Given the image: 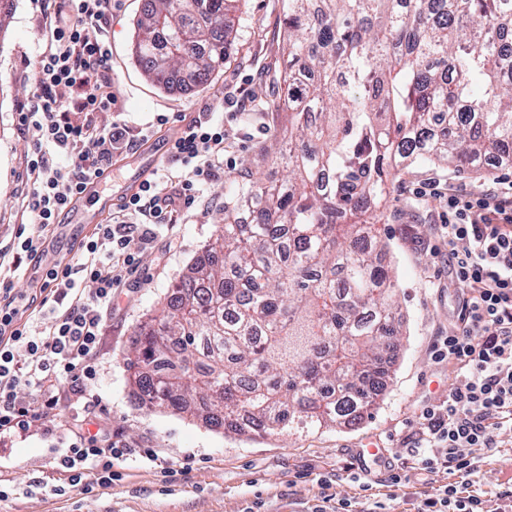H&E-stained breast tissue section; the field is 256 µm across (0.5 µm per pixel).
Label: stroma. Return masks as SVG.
Listing matches in <instances>:
<instances>
[{
    "instance_id": "1",
    "label": "stroma",
    "mask_w": 512,
    "mask_h": 512,
    "mask_svg": "<svg viewBox=\"0 0 512 512\" xmlns=\"http://www.w3.org/2000/svg\"><path fill=\"white\" fill-rule=\"evenodd\" d=\"M144 0H119L112 11V89L116 108L95 120L107 128L125 122L143 134L135 149L112 160V185L106 196L120 203L142 169L170 165L168 140L203 107L241 100L240 113L225 112L231 147L224 154L235 171L266 179L276 171L250 169L260 146L278 144L286 121L276 107L284 97L281 73L288 63L283 41L281 0H243L237 39L229 61L208 84L185 92L158 88L132 58V23ZM41 13L34 0H14L9 25L0 40V248L16 249L20 234L39 232L24 214L29 189L26 167L33 136L19 130V103L33 90L43 46ZM167 124H158L157 114ZM512 180V161L492 165L487 177L415 164L390 189L377 235L384 259L399 286L393 308L399 336L385 391L354 427L336 425L312 433L233 434L214 429L200 417L152 407L137 395L129 366L139 326L159 314L171 284L187 276L204 243L224 221V185L204 190L202 201L182 211L177 224L161 227L153 248L140 252L126 285L112 303L100 342L99 380L102 421L110 423L126 456L115 459L111 486L70 487L54 494L65 475L60 454L41 434L39 423L0 439V512H334L337 501L355 512H420L437 497L448 476L429 472L408 450L419 429L424 405L446 399L454 367L435 362L431 346L447 336L454 322L448 289V244L439 224L448 210L449 187L485 190ZM100 213L110 223L112 210L100 201L66 213L61 224L43 233V265L69 262L94 232L83 214ZM101 421V422H102ZM485 454L479 470L459 479L467 494H480L512 512V431Z\"/></svg>"
}]
</instances>
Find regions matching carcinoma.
<instances>
[{"label":"carcinoma","instance_id":"carcinoma-1","mask_svg":"<svg viewBox=\"0 0 512 512\" xmlns=\"http://www.w3.org/2000/svg\"><path fill=\"white\" fill-rule=\"evenodd\" d=\"M241 0H146L133 56L169 89L224 67ZM287 176L224 175L207 260L141 328L144 400L214 428L355 424L389 377L397 286L372 226L414 164L512 158V0H286Z\"/></svg>","mask_w":512,"mask_h":512}]
</instances>
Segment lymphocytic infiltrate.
<instances>
[{
    "mask_svg": "<svg viewBox=\"0 0 512 512\" xmlns=\"http://www.w3.org/2000/svg\"><path fill=\"white\" fill-rule=\"evenodd\" d=\"M53 2L42 13L46 43L39 74L19 105L23 125L35 132L24 206L41 230L58 223L87 181L111 168L115 151L134 146L125 125L102 128L89 120L116 103L107 41L112 0ZM227 149L223 123L211 112L199 113L169 143L170 163L186 169L176 193H166L163 175L143 181L122 198L112 223L96 225L77 257L46 269L50 290L44 296L17 292L0 280V435L37 421L46 435L62 437L71 485L89 476L111 484L119 456L108 426L85 429L96 415L89 394L103 322L122 285L119 270L152 247L158 228L175 223L205 186L223 181ZM442 229L451 276L464 293L436 353L456 373L446 400L423 411L410 453L465 477L476 471L483 452L499 447L503 429H512V183L471 193L449 190ZM28 312L51 321L33 326L24 318ZM19 348L27 354L22 364L15 359ZM22 388L28 397L19 396ZM64 400L75 416L62 429L56 410Z\"/></svg>",
    "mask_w": 512,
    "mask_h": 512,
    "instance_id": "1",
    "label": "lymphocytic infiltrate"
}]
</instances>
